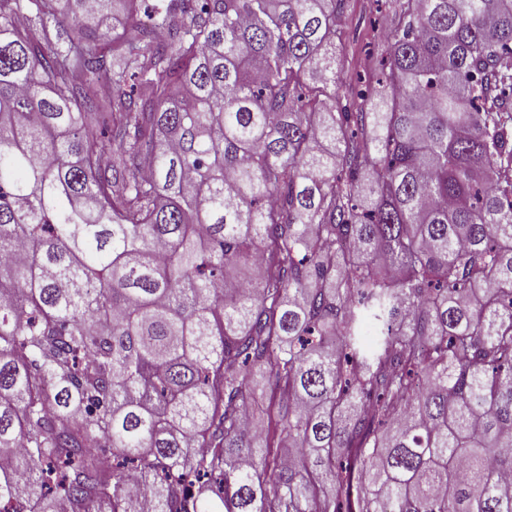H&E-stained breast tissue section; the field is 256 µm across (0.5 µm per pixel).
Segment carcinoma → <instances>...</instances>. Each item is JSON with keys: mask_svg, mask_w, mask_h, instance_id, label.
<instances>
[{"mask_svg": "<svg viewBox=\"0 0 512 512\" xmlns=\"http://www.w3.org/2000/svg\"><path fill=\"white\" fill-rule=\"evenodd\" d=\"M114 2L0 0V502L512 512V0L340 110L345 0Z\"/></svg>", "mask_w": 512, "mask_h": 512, "instance_id": "1", "label": "carcinoma"}]
</instances>
